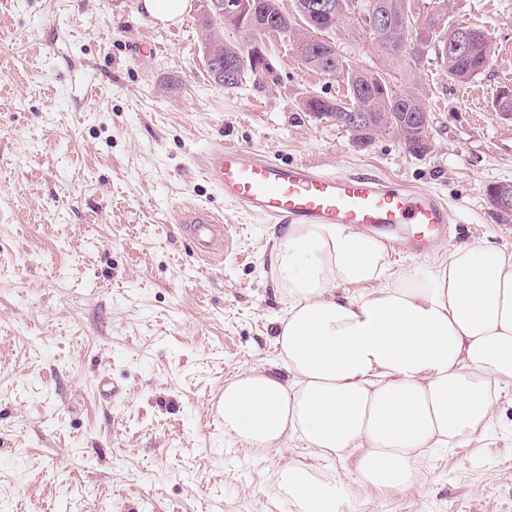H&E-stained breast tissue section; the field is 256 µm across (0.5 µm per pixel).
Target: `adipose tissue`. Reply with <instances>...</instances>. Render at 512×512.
<instances>
[{
    "mask_svg": "<svg viewBox=\"0 0 512 512\" xmlns=\"http://www.w3.org/2000/svg\"><path fill=\"white\" fill-rule=\"evenodd\" d=\"M271 269L288 300L285 374L225 384L224 432L278 452L293 439L351 461L348 477L298 462L278 489L297 512H360L353 486L409 492L428 451L463 447L512 388V251L482 239L393 270L386 245L343 224H290Z\"/></svg>",
    "mask_w": 512,
    "mask_h": 512,
    "instance_id": "adipose-tissue-1",
    "label": "adipose tissue"
}]
</instances>
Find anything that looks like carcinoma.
Masks as SVG:
<instances>
[{"label": "carcinoma", "mask_w": 512, "mask_h": 512, "mask_svg": "<svg viewBox=\"0 0 512 512\" xmlns=\"http://www.w3.org/2000/svg\"><path fill=\"white\" fill-rule=\"evenodd\" d=\"M306 2L308 0H294L295 11L304 23V26L296 27L293 22L282 19L280 0H253L259 16L275 26L274 33L288 38L293 48H303L300 59L306 67L324 76L345 79V99L311 97L307 99L308 111L335 121L354 139H364L368 145L378 136L392 133L409 154L417 156L424 152L418 127L427 122L430 115L423 108L420 119L409 122L410 110L405 100L412 97L419 101L421 97L397 86L395 75L410 71L433 56L451 81L465 85L482 74L489 64L491 46L485 33L478 29L448 24L441 31L429 35L428 39L418 42L404 31L406 17L434 28L436 18L430 12V6L441 0H342L345 10L357 18L368 13L374 4L381 5L388 16L391 26L385 32L365 24L359 26L374 45L381 46L383 65L378 68L348 62L336 43L318 37L320 33L335 29L341 19L334 23L308 19L305 17ZM264 37L266 32L253 29L249 31L246 44L224 43V62L236 66L239 73L237 83H242L247 77L264 75V70L257 69L251 59L252 48ZM462 37L468 39V46L461 51L454 50L453 44ZM354 112H361L366 118L360 131L351 128L349 118Z\"/></svg>", "instance_id": "carcinoma-1"}]
</instances>
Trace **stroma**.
Listing matches in <instances>:
<instances>
[{
  "label": "stroma",
  "instance_id": "stroma-1",
  "mask_svg": "<svg viewBox=\"0 0 512 512\" xmlns=\"http://www.w3.org/2000/svg\"><path fill=\"white\" fill-rule=\"evenodd\" d=\"M197 10L161 30L142 0H0V512H294L274 487L286 461L346 463L301 443L262 453L212 421L211 396L248 366L281 371L271 272L280 225L225 201L197 156L224 141L329 173H366L448 206L453 243L512 250V215L485 190L512 183V0H446L448 21L491 44L465 99L435 58L399 77L420 94L432 146L394 135L358 147L304 112L346 87L286 39L273 71L227 89L210 78ZM159 40L162 52L138 56ZM379 64L347 19L327 35ZM224 218V254L193 253L178 216ZM417 490H370L363 512H512V393L465 448H437Z\"/></svg>",
  "mask_w": 512,
  "mask_h": 512
}]
</instances>
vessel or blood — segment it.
Segmentation results:
<instances>
[{"mask_svg": "<svg viewBox=\"0 0 512 512\" xmlns=\"http://www.w3.org/2000/svg\"><path fill=\"white\" fill-rule=\"evenodd\" d=\"M204 176L245 212L281 224H346L376 230L390 243L417 251L448 234V207L433 194L413 192L375 177L329 174L306 165L278 163L266 154L217 144L198 156ZM180 221L192 225L200 258L218 255L223 231L213 213L190 209Z\"/></svg>", "mask_w": 512, "mask_h": 512, "instance_id": "obj_1", "label": "vessel or blood"}]
</instances>
